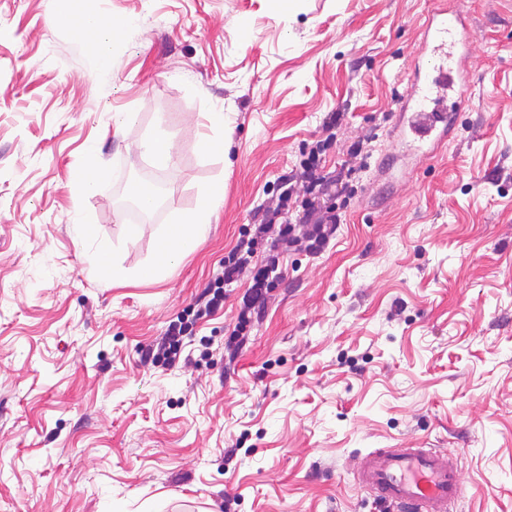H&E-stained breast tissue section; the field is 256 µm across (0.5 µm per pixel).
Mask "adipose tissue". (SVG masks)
I'll list each match as a JSON object with an SVG mask.
<instances>
[{
  "mask_svg": "<svg viewBox=\"0 0 512 512\" xmlns=\"http://www.w3.org/2000/svg\"><path fill=\"white\" fill-rule=\"evenodd\" d=\"M224 193L220 186L204 191L198 208L189 215L178 216L174 224L168 225L157 243L158 271H166L179 259L190 240L203 237L213 219H216Z\"/></svg>",
  "mask_w": 512,
  "mask_h": 512,
  "instance_id": "obj_1",
  "label": "adipose tissue"
}]
</instances>
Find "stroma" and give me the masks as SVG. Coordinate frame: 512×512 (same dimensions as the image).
<instances>
[{"instance_id": "stroma-1", "label": "stroma", "mask_w": 512, "mask_h": 512, "mask_svg": "<svg viewBox=\"0 0 512 512\" xmlns=\"http://www.w3.org/2000/svg\"><path fill=\"white\" fill-rule=\"evenodd\" d=\"M451 2L0 0V512H380L356 479L379 448L447 451L448 512H512V0H464L447 144L425 160L391 134ZM73 13L136 24L95 69ZM155 136L171 168L138 152ZM92 146L106 176L85 193ZM315 148L343 222L320 256L285 254L228 357L249 274L223 311L195 320L196 301L281 178L303 198ZM155 179L127 236L116 195ZM216 184L218 219L155 277L157 238ZM178 320L179 360L145 358Z\"/></svg>"}]
</instances>
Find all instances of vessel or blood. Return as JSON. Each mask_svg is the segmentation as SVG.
Returning a JSON list of instances; mask_svg holds the SVG:
<instances>
[{"mask_svg": "<svg viewBox=\"0 0 512 512\" xmlns=\"http://www.w3.org/2000/svg\"><path fill=\"white\" fill-rule=\"evenodd\" d=\"M424 36L430 64L415 71L414 93L396 104L397 132L430 155L447 142L454 117L469 101V34L463 7L435 8ZM359 482L387 512H448L449 502L462 493L447 455L421 448L369 452Z\"/></svg>", "mask_w": 512, "mask_h": 512, "instance_id": "vessel-or-blood-1", "label": "vessel or blood"}]
</instances>
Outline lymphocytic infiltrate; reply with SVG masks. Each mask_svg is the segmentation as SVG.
Wrapping results in <instances>:
<instances>
[{"label": "lymphocytic infiltrate", "mask_w": 512, "mask_h": 512, "mask_svg": "<svg viewBox=\"0 0 512 512\" xmlns=\"http://www.w3.org/2000/svg\"><path fill=\"white\" fill-rule=\"evenodd\" d=\"M301 167L307 182L306 197L299 204H292L290 188L282 187L276 208L268 211L259 224L253 225L246 239L225 257L220 286L208 291L203 305L196 311L197 317L203 318L223 309L227 287L236 283L242 272L250 273V284L242 298L237 322L227 338L228 349L235 351L243 346L253 314L264 308L268 293L282 276L281 255L297 246L308 255H319L336 236L341 215L335 205L320 202L328 191L330 179L323 171L319 154L309 153ZM262 241L268 242L269 249L264 260L258 262L254 255Z\"/></svg>", "instance_id": "lymphocytic-infiltrate-1"}]
</instances>
